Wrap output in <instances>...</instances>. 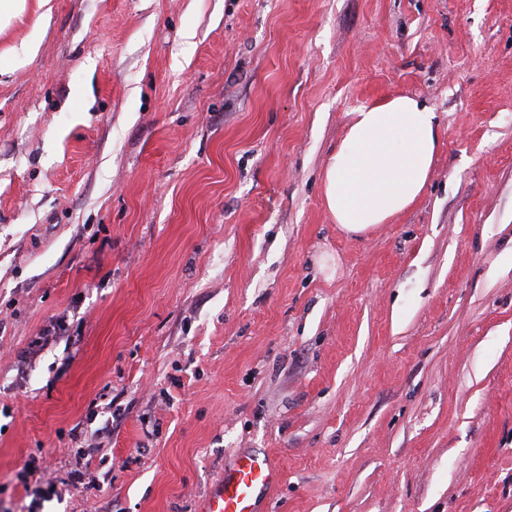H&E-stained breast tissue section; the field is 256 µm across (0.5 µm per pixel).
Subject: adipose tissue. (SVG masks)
I'll list each match as a JSON object with an SVG mask.
<instances>
[{
	"instance_id": "1",
	"label": "adipose tissue",
	"mask_w": 512,
	"mask_h": 512,
	"mask_svg": "<svg viewBox=\"0 0 512 512\" xmlns=\"http://www.w3.org/2000/svg\"><path fill=\"white\" fill-rule=\"evenodd\" d=\"M439 147L437 114L417 96L396 94L352 112L323 174L324 203L338 227L361 236L411 208Z\"/></svg>"
}]
</instances>
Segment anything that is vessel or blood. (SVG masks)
I'll return each mask as SVG.
<instances>
[{
    "label": "vessel or blood",
    "mask_w": 512,
    "mask_h": 512,
    "mask_svg": "<svg viewBox=\"0 0 512 512\" xmlns=\"http://www.w3.org/2000/svg\"><path fill=\"white\" fill-rule=\"evenodd\" d=\"M279 482V470L267 456L239 457L208 494L204 512H255L257 498Z\"/></svg>",
    "instance_id": "b4317fda"
}]
</instances>
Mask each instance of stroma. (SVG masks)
Segmentation results:
<instances>
[{
  "mask_svg": "<svg viewBox=\"0 0 512 512\" xmlns=\"http://www.w3.org/2000/svg\"><path fill=\"white\" fill-rule=\"evenodd\" d=\"M27 2L0 512L33 454L45 512H202L242 453L280 469L260 512H512V0ZM398 93L440 119L433 171L352 238L326 160Z\"/></svg>",
  "mask_w": 512,
  "mask_h": 512,
  "instance_id": "35a3bbf8",
  "label": "stroma"
}]
</instances>
